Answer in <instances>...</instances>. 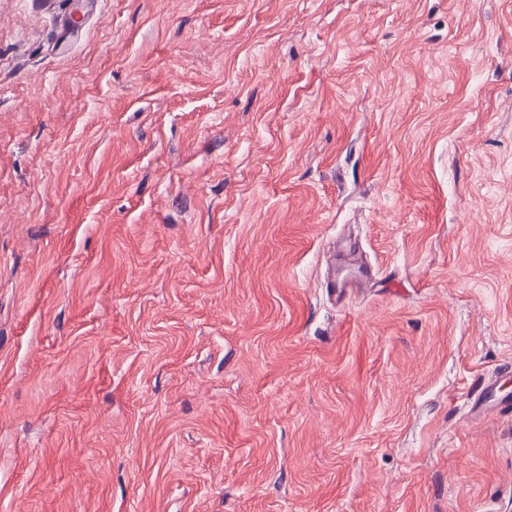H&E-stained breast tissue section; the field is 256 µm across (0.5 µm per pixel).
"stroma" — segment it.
I'll return each mask as SVG.
<instances>
[{"label": "stroma", "instance_id": "stroma-1", "mask_svg": "<svg viewBox=\"0 0 512 512\" xmlns=\"http://www.w3.org/2000/svg\"><path fill=\"white\" fill-rule=\"evenodd\" d=\"M508 362L512 0H0V512H512Z\"/></svg>", "mask_w": 512, "mask_h": 512}]
</instances>
